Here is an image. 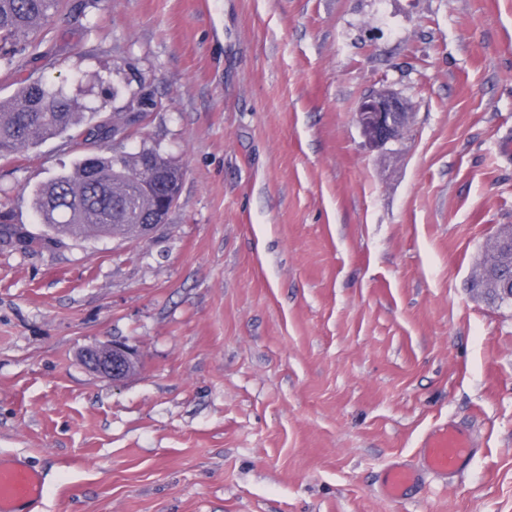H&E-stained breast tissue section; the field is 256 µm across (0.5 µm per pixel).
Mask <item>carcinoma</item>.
Wrapping results in <instances>:
<instances>
[{
  "mask_svg": "<svg viewBox=\"0 0 512 512\" xmlns=\"http://www.w3.org/2000/svg\"><path fill=\"white\" fill-rule=\"evenodd\" d=\"M63 7V0H0V65H13L32 47L33 37ZM112 113V121L91 123L88 107L64 88L42 79L26 80L8 101H0V156L18 155L69 132L72 149L89 140L107 144L112 130L129 123L130 110ZM182 170L153 148L112 155L81 156L31 193V207L47 234L76 239H140V225L159 212L160 199L177 205ZM479 297L499 302L491 277L470 285Z\"/></svg>",
  "mask_w": 512,
  "mask_h": 512,
  "instance_id": "1",
  "label": "carcinoma"
}]
</instances>
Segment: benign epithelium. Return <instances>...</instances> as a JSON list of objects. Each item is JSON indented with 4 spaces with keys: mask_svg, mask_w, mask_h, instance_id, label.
<instances>
[{
    "mask_svg": "<svg viewBox=\"0 0 512 512\" xmlns=\"http://www.w3.org/2000/svg\"><path fill=\"white\" fill-rule=\"evenodd\" d=\"M357 122L365 141L372 147H381L404 136L413 122V113L396 92L380 89L361 99ZM492 255L498 259L499 272H512L511 224L500 225L484 245L482 258ZM80 358L89 371L113 382L126 380L138 363L135 352L118 339L85 348Z\"/></svg>",
    "mask_w": 512,
    "mask_h": 512,
    "instance_id": "benign-epithelium-1",
    "label": "benign epithelium"
}]
</instances>
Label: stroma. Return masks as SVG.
Segmentation results:
<instances>
[{"label": "stroma", "instance_id": "35a3bbf8", "mask_svg": "<svg viewBox=\"0 0 512 512\" xmlns=\"http://www.w3.org/2000/svg\"><path fill=\"white\" fill-rule=\"evenodd\" d=\"M42 39L0 99H153L122 149L184 180L148 240H51L66 138L0 157V454L41 512H512V305L470 290L512 224V0H65ZM379 88L415 120L372 148ZM114 338L120 383L79 356ZM449 421L467 470L384 498ZM483 249L482 260L479 266H476L472 276L474 280H479L485 275L487 267L484 265V259L492 255L498 259L500 273L512 272V225H500Z\"/></svg>", "mask_w": 512, "mask_h": 512}]
</instances>
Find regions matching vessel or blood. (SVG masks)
<instances>
[{
  "mask_svg": "<svg viewBox=\"0 0 512 512\" xmlns=\"http://www.w3.org/2000/svg\"><path fill=\"white\" fill-rule=\"evenodd\" d=\"M476 448L472 437L453 425L429 431L418 465H388L381 476L380 493L390 499L407 497L423 477L453 482L468 467ZM44 472L29 462L0 456V512H38L46 492Z\"/></svg>",
  "mask_w": 512,
  "mask_h": 512,
  "instance_id": "vessel-or-blood-1",
  "label": "vessel or blood"
}]
</instances>
